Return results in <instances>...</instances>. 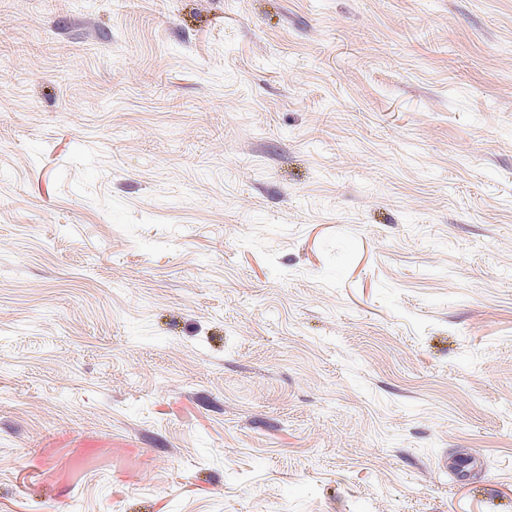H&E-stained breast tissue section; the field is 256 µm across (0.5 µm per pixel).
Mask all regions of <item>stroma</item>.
<instances>
[{"label": "stroma", "mask_w": 512, "mask_h": 512, "mask_svg": "<svg viewBox=\"0 0 512 512\" xmlns=\"http://www.w3.org/2000/svg\"><path fill=\"white\" fill-rule=\"evenodd\" d=\"M0 512H512V0H0Z\"/></svg>", "instance_id": "stroma-1"}]
</instances>
